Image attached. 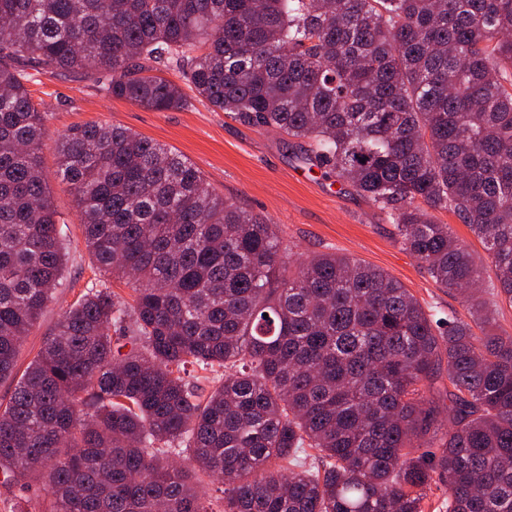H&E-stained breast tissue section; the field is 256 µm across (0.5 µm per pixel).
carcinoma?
Returning a JSON list of instances; mask_svg holds the SVG:
<instances>
[{"label": "carcinoma", "instance_id": "1", "mask_svg": "<svg viewBox=\"0 0 512 512\" xmlns=\"http://www.w3.org/2000/svg\"><path fill=\"white\" fill-rule=\"evenodd\" d=\"M45 66L159 112L185 104L152 74L174 67L213 108L307 141L469 320L347 255L290 268L276 225L191 163L86 125L56 175L102 278L19 370L65 267L28 90ZM432 210L484 241L512 305V0H0V484L52 512H210L215 483L223 512H424L433 484L448 512H512V335Z\"/></svg>", "mask_w": 512, "mask_h": 512}]
</instances>
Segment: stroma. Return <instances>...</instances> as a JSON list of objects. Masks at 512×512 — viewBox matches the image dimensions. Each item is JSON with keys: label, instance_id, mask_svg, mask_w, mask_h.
I'll list each match as a JSON object with an SVG mask.
<instances>
[{"label": "stroma", "instance_id": "1", "mask_svg": "<svg viewBox=\"0 0 512 512\" xmlns=\"http://www.w3.org/2000/svg\"><path fill=\"white\" fill-rule=\"evenodd\" d=\"M168 80L181 85L188 103L165 112L115 99L95 78L47 69L30 90L47 109L42 162L48 191L65 236L68 261L54 301L28 336L19 356L26 367L59 314L76 302L96 265L82 234L68 185L56 176V144L73 127L106 123L127 128L171 149L205 176L215 191L277 224L283 244L306 258L335 251L380 268L399 280L438 318H467L461 296L439 288L423 265L403 250L385 211L335 184L302 158L297 140L243 124L196 96L174 68Z\"/></svg>", "mask_w": 512, "mask_h": 512}]
</instances>
